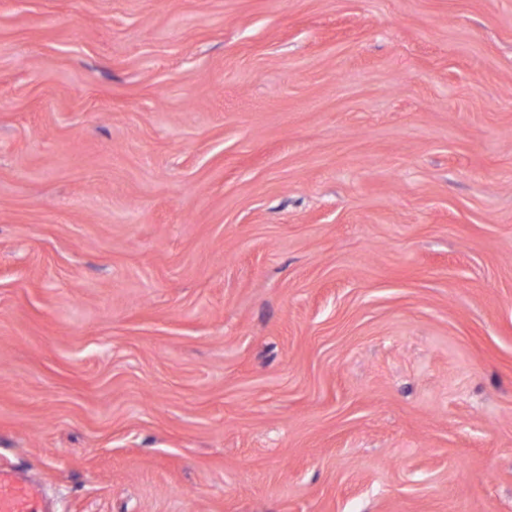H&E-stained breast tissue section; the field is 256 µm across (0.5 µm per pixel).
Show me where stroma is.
I'll use <instances>...</instances> for the list:
<instances>
[{
  "label": "stroma",
  "instance_id": "stroma-1",
  "mask_svg": "<svg viewBox=\"0 0 512 512\" xmlns=\"http://www.w3.org/2000/svg\"><path fill=\"white\" fill-rule=\"evenodd\" d=\"M1 461L512 512V0H0Z\"/></svg>",
  "mask_w": 512,
  "mask_h": 512
}]
</instances>
